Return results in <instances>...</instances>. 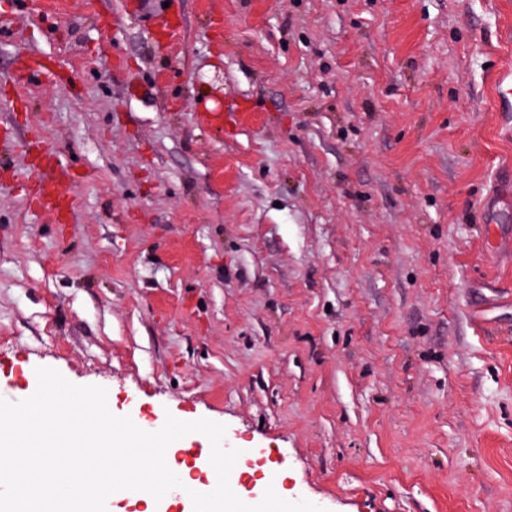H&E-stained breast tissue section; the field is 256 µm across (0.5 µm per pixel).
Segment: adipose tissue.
<instances>
[{"label": "adipose tissue", "instance_id": "adipose-tissue-1", "mask_svg": "<svg viewBox=\"0 0 512 512\" xmlns=\"http://www.w3.org/2000/svg\"><path fill=\"white\" fill-rule=\"evenodd\" d=\"M47 400L58 423L53 438H46L44 418L33 413L20 421L15 411L0 413V438L14 449L0 458V479H6L12 495L6 512H90L93 504L109 503L113 512H169L173 497H159L148 489L136 488L140 472L162 476L175 474L185 485L200 487L201 477L211 476L218 459L215 453L201 454L193 462L175 457L156 461L152 443H133L127 432L115 431L111 414L102 412L92 394L72 400L62 385H55ZM81 449L74 457L73 449ZM52 485L51 497H44L45 485Z\"/></svg>", "mask_w": 512, "mask_h": 512}]
</instances>
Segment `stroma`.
Wrapping results in <instances>:
<instances>
[{
    "label": "stroma",
    "mask_w": 512,
    "mask_h": 512,
    "mask_svg": "<svg viewBox=\"0 0 512 512\" xmlns=\"http://www.w3.org/2000/svg\"><path fill=\"white\" fill-rule=\"evenodd\" d=\"M0 14V409L93 392L234 512L260 455L284 512H512V0Z\"/></svg>",
    "instance_id": "obj_1"
}]
</instances>
